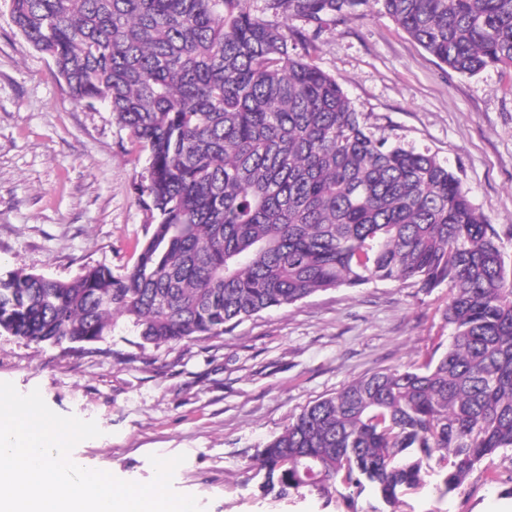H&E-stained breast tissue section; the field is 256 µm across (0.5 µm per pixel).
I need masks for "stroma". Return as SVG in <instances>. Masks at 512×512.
<instances>
[{"mask_svg":"<svg viewBox=\"0 0 512 512\" xmlns=\"http://www.w3.org/2000/svg\"><path fill=\"white\" fill-rule=\"evenodd\" d=\"M300 54L333 76L377 137L436 155L512 263V71L456 73L370 6ZM146 157L106 105L77 103L53 60L0 0V273L70 279L105 265L123 276L150 232ZM448 290L398 282L320 291L198 342L140 347L132 324L80 347L0 333V382L40 390L61 415L95 421L73 456L147 483L148 457L185 455L173 488L203 512H368L318 494L277 498L252 458L305 407L359 377L420 362L447 346ZM399 512H512V484L474 473L450 498L434 483Z\"/></svg>","mask_w":512,"mask_h":512,"instance_id":"35a3bbf8","label":"stroma"}]
</instances>
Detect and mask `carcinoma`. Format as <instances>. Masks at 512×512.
<instances>
[{"instance_id":"obj_1","label":"carcinoma","mask_w":512,"mask_h":512,"mask_svg":"<svg viewBox=\"0 0 512 512\" xmlns=\"http://www.w3.org/2000/svg\"><path fill=\"white\" fill-rule=\"evenodd\" d=\"M370 0H12L22 36L78 103L104 102L146 154L153 224L134 265L0 275V332L90 344L119 318L140 345L203 340L319 291L448 288L441 353L306 407L257 459L267 492L371 490L373 512L430 477L442 497L512 449V266L434 154L375 137L335 78L291 52ZM449 68L512 70V0H381Z\"/></svg>"}]
</instances>
